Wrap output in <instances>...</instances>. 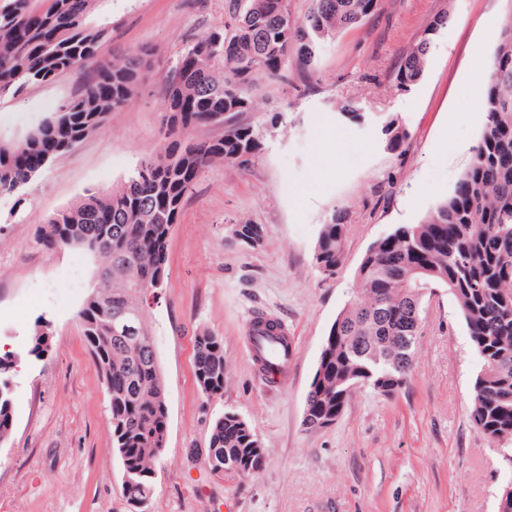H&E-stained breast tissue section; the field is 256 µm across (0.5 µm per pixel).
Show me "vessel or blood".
Masks as SVG:
<instances>
[{
    "label": "vessel or blood",
    "instance_id": "obj_1",
    "mask_svg": "<svg viewBox=\"0 0 512 512\" xmlns=\"http://www.w3.org/2000/svg\"><path fill=\"white\" fill-rule=\"evenodd\" d=\"M246 350L255 376L272 387L283 383L297 354L295 339L284 324L272 336L260 329L248 330Z\"/></svg>",
    "mask_w": 512,
    "mask_h": 512
}]
</instances>
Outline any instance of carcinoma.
Instances as JSON below:
<instances>
[{
    "mask_svg": "<svg viewBox=\"0 0 512 512\" xmlns=\"http://www.w3.org/2000/svg\"><path fill=\"white\" fill-rule=\"evenodd\" d=\"M93 2L0 0V100L61 76L75 82L55 112L19 138L0 139V196L19 192L54 159L101 130L149 78V50H133L119 62L100 53L109 30L86 22ZM379 2L309 0L298 16L293 0H228L224 23L190 40L183 51L197 56L198 66L175 64L165 73V143L156 158L144 161L121 187L91 192L37 227L43 247L80 246L104 261L77 318L102 381L124 382L108 402L122 473L134 472L135 485L122 483L124 498L136 502L134 512H143L153 495L168 418L146 289L167 278V243L182 205L210 165L245 170L262 155L261 130L237 121L256 108L260 84L283 78L291 58L311 69L324 42L360 25ZM447 22L446 15L430 21L398 70L400 87L420 81L434 36ZM487 69L483 124L468 167L421 223L396 225L367 249L350 300L325 339L305 398V430L334 424L358 388L394 397L415 365L425 300L446 290L481 361L471 421L512 463V22ZM199 126L224 132L194 139L190 133ZM381 134L392 152L408 139L394 118L383 123ZM349 231L341 212L320 225L312 254L319 272L330 275L342 264ZM231 233L248 248L264 239L259 224H235ZM124 311L135 312L142 327L136 344L111 331ZM17 363L13 353L0 356V441L13 426L12 390L1 376ZM224 374L222 338L201 331L195 378L202 395L221 393ZM257 445L256 431L228 410L214 419L206 447L190 454H205L212 472L218 463L245 479L264 465L265 453L253 451Z\"/></svg>",
    "mask_w": 512,
    "mask_h": 512,
    "instance_id": "cac0c4a2",
    "label": "carcinoma"
}]
</instances>
